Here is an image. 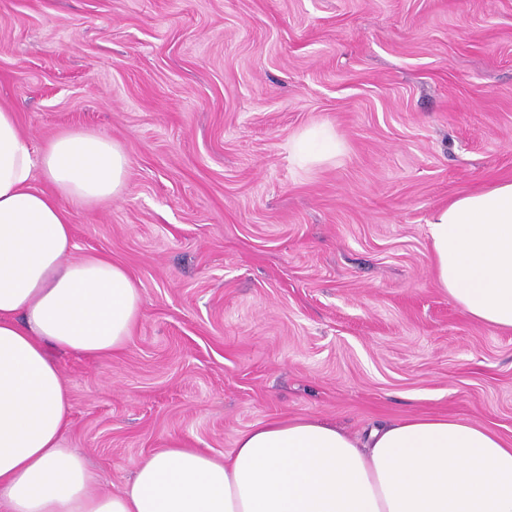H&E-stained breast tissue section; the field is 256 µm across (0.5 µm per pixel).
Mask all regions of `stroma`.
Here are the masks:
<instances>
[{
    "instance_id": "stroma-1",
    "label": "stroma",
    "mask_w": 512,
    "mask_h": 512,
    "mask_svg": "<svg viewBox=\"0 0 512 512\" xmlns=\"http://www.w3.org/2000/svg\"><path fill=\"white\" fill-rule=\"evenodd\" d=\"M0 108L33 147L88 129L129 156L71 216L142 317L119 355H56L62 445L100 490L283 416L451 414L512 443V332L439 287L428 234L512 181V0H0ZM315 126L343 150L304 166Z\"/></svg>"
}]
</instances>
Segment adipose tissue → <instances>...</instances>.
Instances as JSON below:
<instances>
[{"mask_svg":"<svg viewBox=\"0 0 512 512\" xmlns=\"http://www.w3.org/2000/svg\"><path fill=\"white\" fill-rule=\"evenodd\" d=\"M129 159L111 139L63 132L33 148L0 108V503L8 512H512V445L453 416H415L358 440L278 418L217 458L163 448L133 479L97 474L62 447L71 404L54 351L127 345L142 296L104 254L73 257L71 206L119 196ZM433 273L473 320L512 331V181L460 196L429 224Z\"/></svg>","mask_w":512,"mask_h":512,"instance_id":"obj_1","label":"adipose tissue"}]
</instances>
